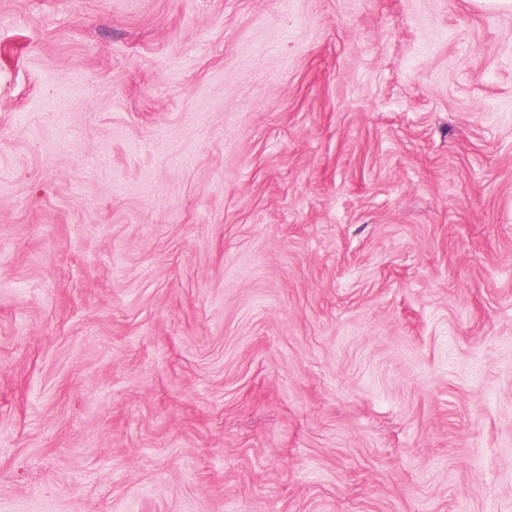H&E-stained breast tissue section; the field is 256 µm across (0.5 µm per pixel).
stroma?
Returning a JSON list of instances; mask_svg holds the SVG:
<instances>
[{"label":"stroma","instance_id":"1","mask_svg":"<svg viewBox=\"0 0 512 512\" xmlns=\"http://www.w3.org/2000/svg\"><path fill=\"white\" fill-rule=\"evenodd\" d=\"M0 512H512V8L0 0Z\"/></svg>","mask_w":512,"mask_h":512}]
</instances>
